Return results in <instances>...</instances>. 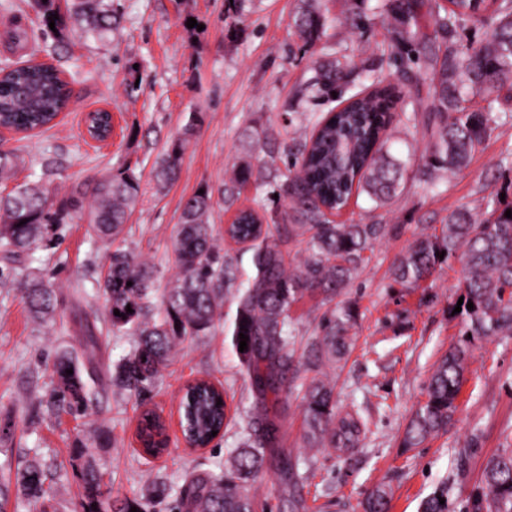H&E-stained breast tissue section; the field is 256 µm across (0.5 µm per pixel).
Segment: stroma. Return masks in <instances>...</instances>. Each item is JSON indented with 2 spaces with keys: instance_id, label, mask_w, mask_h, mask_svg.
I'll use <instances>...</instances> for the list:
<instances>
[{
  "instance_id": "obj_1",
  "label": "stroma",
  "mask_w": 512,
  "mask_h": 512,
  "mask_svg": "<svg viewBox=\"0 0 512 512\" xmlns=\"http://www.w3.org/2000/svg\"><path fill=\"white\" fill-rule=\"evenodd\" d=\"M388 2L330 0L325 32L308 49L291 26L297 0H118L119 23L108 41L74 31L58 43L52 62L71 81L74 102L47 132L24 140L0 135V147H23L25 156L13 179L0 183V192L37 182L57 203L75 193L91 195L102 175L127 169L138 177L141 197L116 241L91 236L73 213L56 226L55 245L32 249L15 262L0 254V270L9 274L0 283V451H14L9 459L0 454V464L21 466L29 450H38L54 473L56 512H80L83 488L71 461L76 443L86 444L97 463L102 500L138 496L160 476L176 494L190 481L220 474L249 421L263 414L265 405L232 343L236 304L229 294L214 328L179 343L149 392L138 396L109 386L115 365L137 338L129 330H111L110 302L100 282L112 253L121 249L153 266L154 298L162 300L178 273L173 239L182 206L203 186L212 195L214 237L232 258L239 282L253 277L250 253L224 237L232 217L224 207V184L241 160L257 171L283 166L315 120L337 106L336 98L303 91L315 60L333 51L351 61L343 96L366 90L377 77L394 89L388 146L406 164L403 190L389 206L355 196L334 216L341 224L390 227L339 297L357 316L353 350L334 375L337 410L358 412L368 431L355 448H309L301 393L282 394L272 414L281 449L297 461L299 478L286 485L274 471L261 474L250 488L256 512H363L365 498L378 487L388 493L389 512H418L420 501L443 480L451 487V508L461 512L487 460L512 451L510 336L474 342L447 433L415 448L402 445L434 364L459 340L460 326L448 317L459 272L441 267L419 287L405 288L391 279L390 268L427 225L442 224L460 206L479 209L484 197L504 193L512 182V102L498 104L496 127L466 169L435 187L420 181L433 109L431 80L424 60L406 71L390 53ZM351 7L367 16L366 27L353 35L341 23ZM191 18L196 27H188ZM17 24L28 28V44L8 41L7 31ZM44 43L34 15L18 19L0 12V61L28 60ZM98 109L112 114V139L104 146L84 129L87 113ZM192 119L197 127L177 180L158 186L156 169ZM236 204L255 208L270 224L294 221L290 199L273 200L263 183L242 187ZM14 268L43 275L52 286L53 317L40 320L29 312L18 279L10 275ZM321 314L317 299L308 296L292 305L296 356L306 355ZM89 327L98 347L87 355L82 340ZM64 351L76 356L83 373L108 386L78 419L40 405L50 388L52 360ZM200 377L223 386L228 417L223 439L193 449L182 437L178 403L183 385ZM146 410L167 424L168 450L157 458L143 453L136 437ZM102 432L110 437L103 447L96 442Z\"/></svg>"
}]
</instances>
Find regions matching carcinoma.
Segmentation results:
<instances>
[{
    "mask_svg": "<svg viewBox=\"0 0 512 512\" xmlns=\"http://www.w3.org/2000/svg\"><path fill=\"white\" fill-rule=\"evenodd\" d=\"M33 0L43 35L52 38L74 25L103 41L112 35L118 16L116 0ZM393 23L389 47L401 65L405 55L417 45L424 52L432 76L434 98L427 155L421 176L434 180L438 172L454 174L467 167L473 153L482 146L496 123L494 103L507 92L512 99V0H392ZM58 15L55 29L49 17ZM432 20V33L422 31L421 19ZM482 20L490 27L489 37L478 45L457 42L458 29L471 20ZM293 27L307 43L324 33V0H300L292 19ZM310 87L330 93L346 82L349 66L332 53L316 62ZM0 125L20 130L51 127L67 108L70 97L64 71L54 64H14L0 62ZM476 97L487 101L482 109L469 103ZM395 99L391 88L376 79L370 90L348 97L343 106L317 120L302 151L289 160L285 170H275L279 189L293 202L297 223L263 228L262 217L251 209L237 212L228 227L229 236L252 251L254 276L248 286L237 284L232 260L224 257L213 243L208 215L212 208L209 189L194 194L183 206L174 251L179 274L168 289L163 311L153 313L151 290L153 268L136 261L118 249L112 253L103 280V292L111 309L112 328H129L138 336L135 349L116 365L111 383L140 394L153 385L170 360L176 341L209 331L221 315L224 292L236 293V314L232 340L239 347V334L249 337L247 350L239 353L242 370L262 398H279L286 382L304 369L315 375L302 385L306 441L312 448H355L365 436L367 425L348 414L337 416L335 383L327 369L340 366L352 349L350 331L356 312L335 303L353 274L368 261L367 252L388 230L386 224H338L331 219L352 195L365 194L375 207H386L402 190L405 165L387 147L388 119ZM196 119H191L181 136L172 142L155 178L160 183L177 179L185 143L193 136ZM23 163L22 151L0 148V177L14 176ZM255 177L248 163L234 166L233 186L224 188V203L235 202V186ZM139 181L126 171L102 176L93 188L91 201L71 196L52 208L36 184L15 185L0 194V250L17 259L33 247L51 241L53 225L70 212L82 214L91 233L114 241L123 232L137 203ZM512 201L497 196L483 199V210L462 207L448 215L440 231L417 237L391 267L394 282L414 288L432 276L436 267L448 263L460 266L464 288L461 311L454 315L462 325L459 342L448 349L435 365L428 380L426 400L415 410L403 443L416 447L428 438L448 431L457 410L464 375L474 341L496 336H512ZM25 224H20V221ZM288 236L308 235L307 256L295 270L288 268L286 254L270 241L272 232ZM444 258H439V255ZM22 291L30 311L44 318L54 312L52 289L42 277L29 273L22 278ZM320 297L326 307L309 355L297 361L288 332L289 311L304 295ZM473 310H468V303ZM132 312H127V309ZM73 370L69 375L66 370ZM223 394L201 379L188 388L180 407L184 435L190 443L205 448L212 432L224 429L225 405L217 404ZM52 414L81 417L88 411L87 383L70 352L58 354L52 365L51 388L42 400ZM165 424L152 413L140 420L136 436L150 455L162 452ZM278 428L272 421L262 423L234 449L224 462L222 475L209 483H195L184 489L182 499L166 503L169 488L164 483L150 486L137 498L105 503L97 490L101 474L87 459L80 476L85 490L81 512H157L166 505L179 512L189 501L193 512H255L249 485L268 465L277 460L281 477L299 478L291 458L279 452ZM28 503L48 512L51 501V474L43 460L34 455L24 467L12 472L0 466V512H7L11 479ZM448 484H440L420 506V512H448ZM364 512H388V494L373 491L365 500ZM465 512H512V452H501L486 463L480 483L469 499Z\"/></svg>",
    "mask_w": 512,
    "mask_h": 512,
    "instance_id": "obj_1",
    "label": "carcinoma"
}]
</instances>
